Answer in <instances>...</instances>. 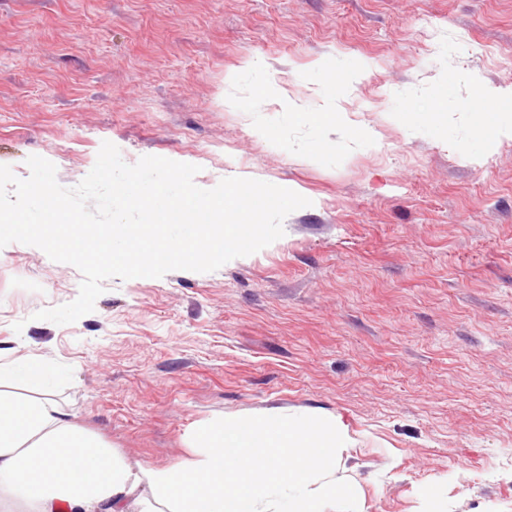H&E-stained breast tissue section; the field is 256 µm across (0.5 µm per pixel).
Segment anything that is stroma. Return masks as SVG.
Listing matches in <instances>:
<instances>
[{"label":"stroma","mask_w":512,"mask_h":512,"mask_svg":"<svg viewBox=\"0 0 512 512\" xmlns=\"http://www.w3.org/2000/svg\"><path fill=\"white\" fill-rule=\"evenodd\" d=\"M512 0H0V165L76 186L103 142L237 175L310 206L209 273L105 281L57 325L73 265L0 252V360L30 356L77 423L148 466L201 423L293 408L343 417L357 512H512V141L473 131L512 91ZM263 60V70L252 63ZM359 70L350 91L331 70ZM281 88L302 114L256 98ZM449 109L443 138L403 112ZM347 126L325 128L322 95ZM369 129L371 139H355Z\"/></svg>","instance_id":"stroma-1"}]
</instances>
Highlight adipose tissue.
<instances>
[{"label":"adipose tissue","mask_w":512,"mask_h":512,"mask_svg":"<svg viewBox=\"0 0 512 512\" xmlns=\"http://www.w3.org/2000/svg\"><path fill=\"white\" fill-rule=\"evenodd\" d=\"M37 358L0 362V512H328L354 501L341 417L263 412L208 421L195 454L143 465L73 421Z\"/></svg>","instance_id":"ef3b65f1"}]
</instances>
